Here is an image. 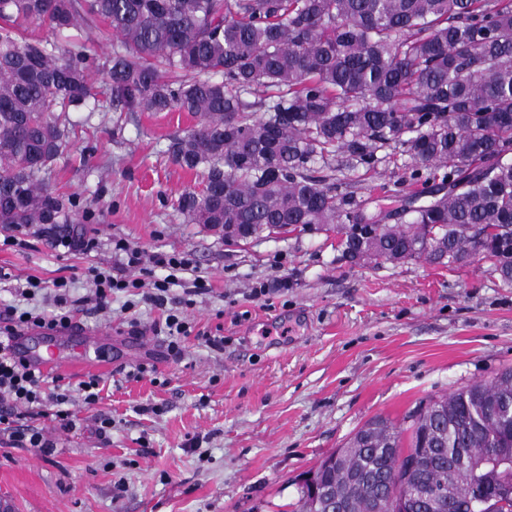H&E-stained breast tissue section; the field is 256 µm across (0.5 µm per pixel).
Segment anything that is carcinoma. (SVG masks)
I'll return each mask as SVG.
<instances>
[{"instance_id":"obj_1","label":"carcinoma","mask_w":512,"mask_h":512,"mask_svg":"<svg viewBox=\"0 0 512 512\" xmlns=\"http://www.w3.org/2000/svg\"><path fill=\"white\" fill-rule=\"evenodd\" d=\"M104 23L123 50L102 64L122 112H187L172 163L203 175L176 210L238 244L265 231L340 227L353 263L490 261L512 287V0H0V227L90 218L45 175L69 138L63 116L95 98L84 42L30 39L31 25L87 34ZM261 94L250 101L249 97ZM265 108L258 117L255 107ZM406 148L415 197L404 224H378L317 176L341 152L370 166ZM440 182L448 192L428 184ZM401 428L377 417L303 481L336 492L321 512H512V368L429 398ZM466 468L479 498H448Z\"/></svg>"}]
</instances>
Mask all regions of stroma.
Returning a JSON list of instances; mask_svg holds the SVG:
<instances>
[{
	"label": "stroma",
	"mask_w": 512,
	"mask_h": 512,
	"mask_svg": "<svg viewBox=\"0 0 512 512\" xmlns=\"http://www.w3.org/2000/svg\"><path fill=\"white\" fill-rule=\"evenodd\" d=\"M92 82L99 108L68 113L70 137L46 186L90 209L102 245L90 255L55 250L36 225L21 245L0 243V267L13 275L0 283V308L29 277L47 287L67 277L86 294L83 272L111 263L113 239L191 252L196 269L173 297L184 298L197 275L211 290L187 309L192 334L179 359L159 310L137 292L114 293L110 312L82 318L113 368L100 374L95 405L72 394L74 430L40 418L54 454L0 441L5 512H291L306 473L368 420L402 422L421 400L512 367V288L488 261L354 264L332 232L225 244L174 208L202 181L166 153L195 118L114 111L103 73ZM411 172L410 157L389 146L373 168L348 169L339 154L321 170L385 224L412 204ZM282 279L287 288L253 297ZM204 332L223 337V349ZM141 364L155 373L127 379ZM102 414L112 418L104 434L95 430Z\"/></svg>",
	"instance_id": "35a3bbf8"
}]
</instances>
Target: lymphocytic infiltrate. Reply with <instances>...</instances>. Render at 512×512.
Segmentation results:
<instances>
[{
	"instance_id": "f902f5d3",
	"label": "lymphocytic infiltrate",
	"mask_w": 512,
	"mask_h": 512,
	"mask_svg": "<svg viewBox=\"0 0 512 512\" xmlns=\"http://www.w3.org/2000/svg\"><path fill=\"white\" fill-rule=\"evenodd\" d=\"M112 251V265H92L84 272L93 285L91 298H73L69 280L62 278L53 284L54 310L11 305L0 313V435L8 436L17 447L43 455L52 452V442L33 422L36 409L52 406V415L62 429L75 426V415L68 407L69 385L48 378L19 354L14 341L24 330L67 328L89 310L110 309L114 291L142 288L146 300L165 313L169 354L178 357L183 353L181 341L189 336L190 326L182 311L169 307L168 295L175 272L191 269L190 253H149L120 240L114 242ZM132 268L139 269L138 278H127Z\"/></svg>"
}]
</instances>
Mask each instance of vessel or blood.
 I'll return each instance as SVG.
<instances>
[{"label": "vessel or blood", "mask_w": 512, "mask_h": 512, "mask_svg": "<svg viewBox=\"0 0 512 512\" xmlns=\"http://www.w3.org/2000/svg\"><path fill=\"white\" fill-rule=\"evenodd\" d=\"M90 337L82 326L43 331L39 346L28 344L27 336L16 340L32 365L43 371H66L79 367H101L105 361L89 351Z\"/></svg>", "instance_id": "b4317fda"}]
</instances>
